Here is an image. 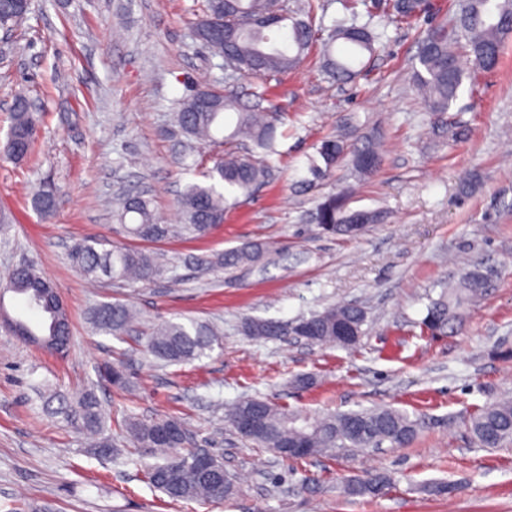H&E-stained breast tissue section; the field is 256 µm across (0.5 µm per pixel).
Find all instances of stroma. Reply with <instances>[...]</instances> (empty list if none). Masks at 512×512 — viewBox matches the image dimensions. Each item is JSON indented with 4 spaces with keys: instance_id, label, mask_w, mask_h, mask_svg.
I'll list each match as a JSON object with an SVG mask.
<instances>
[{
    "instance_id": "1",
    "label": "stroma",
    "mask_w": 512,
    "mask_h": 512,
    "mask_svg": "<svg viewBox=\"0 0 512 512\" xmlns=\"http://www.w3.org/2000/svg\"><path fill=\"white\" fill-rule=\"evenodd\" d=\"M343 3L317 0V42L298 70L238 81L244 93L265 88L263 105L276 114L270 176L232 201L212 234L143 243L170 260L182 279L175 288L164 278L90 284L68 251L81 238L122 241L113 212L130 191L148 192L164 222L177 223L183 187L223 156L224 145L190 146L173 124L192 90L225 86L223 60L192 35L201 0H33L21 24L0 29V147L17 93L40 109L29 155H0V222L8 226L0 278L35 262L71 323L62 355L0 326V512H30L37 502L53 512H512V447H476L469 430L478 408L512 397V39L498 67L479 74L447 114L464 136L439 137L410 75L424 31L448 20L457 0H429L410 25L392 21L382 0L351 13ZM347 16L368 26L378 50L356 79L339 84L325 72L321 43ZM332 136L383 143L379 170L361 177L343 162L311 181L307 160ZM46 177L58 188L49 216L34 209L30 192ZM339 192L386 219L353 239L327 233L318 208ZM246 241L268 244L264 265H184ZM475 265L493 272L487 294L447 332L422 333L430 300ZM115 300L138 313L141 328L182 315L216 324L223 344L193 363L155 362L136 337L92 333L89 310ZM342 303L367 315L350 349L243 328L252 317L292 325ZM118 359L131 390L99 379L98 366ZM300 374L314 385L295 386ZM38 383L71 398L95 389L117 453H92L78 429L45 413ZM255 396L314 416L391 406L422 426L407 446L289 461L225 422V405ZM131 416L181 418L195 447L223 457L233 497L211 505L152 491L143 481L152 456L128 451L122 426ZM371 471L390 476L386 496L345 493L348 476ZM439 481L455 492L431 494Z\"/></svg>"
}]
</instances>
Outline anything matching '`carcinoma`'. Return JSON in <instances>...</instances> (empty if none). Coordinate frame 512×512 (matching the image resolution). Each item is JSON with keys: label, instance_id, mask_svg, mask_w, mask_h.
<instances>
[{"label": "carcinoma", "instance_id": "cac0c4a2", "mask_svg": "<svg viewBox=\"0 0 512 512\" xmlns=\"http://www.w3.org/2000/svg\"><path fill=\"white\" fill-rule=\"evenodd\" d=\"M425 0H391L390 8L396 18L413 20L426 13ZM28 10L19 0H0V25L10 27L27 18ZM193 36L213 55L226 59L233 73L244 78H263L271 73H286L298 68L313 44L310 21L293 14L286 0H202L200 13L192 26ZM512 37V0H466L452 23L430 25L420 40L418 62L412 82L427 103L432 130L447 131L444 116L462 92L464 74L459 55L465 54L472 73L494 69L501 57L505 41ZM376 52L375 39L365 26L344 21L324 43L326 70L337 82H348L357 75L356 65L364 54ZM265 92L255 91L252 98L243 99L232 91L218 92L197 88L179 104L174 114L175 124L186 138L199 145L207 143L233 144L250 142L264 154L275 153L276 119L260 110ZM233 129L225 132L226 118ZM39 118L24 95L15 98L12 124L9 128L5 155L14 161L27 157ZM350 157L352 168L361 176L375 173L381 166L383 154L379 143L366 141L350 147L340 139L328 138L308 158V171L314 179H322L345 158ZM267 174L263 161L255 155L229 149L224 158L207 174L205 182L189 183L178 198L181 219L178 231L184 237H204L223 221L228 203L225 192L249 194ZM32 197L42 214L53 211L55 187L43 182L35 186ZM119 232L125 236L153 242L170 232L151 209L150 199L143 195H126L116 211ZM318 223L334 226L335 233L354 237L368 225L383 220L379 211L353 209L344 195L338 194L323 202L318 211ZM266 248L258 243L244 244L210 256H191L187 263L194 267L232 270L260 262ZM71 263L94 282L139 281L150 283L163 275L167 265L150 254L124 244L106 245L96 238L77 241L69 253ZM49 280L41 276L34 265L24 263L10 271L0 288L25 297L31 309L44 314L43 336H57L62 346L70 340L68 320L52 315L49 306L34 304L36 294L50 288ZM489 288L486 272L479 267L467 271L458 285L445 288L439 298L427 306L422 326L431 332L443 330L458 319L462 308L482 297ZM88 321L97 334L118 340L135 331L137 314L120 302L104 301L91 308ZM365 311L352 304L330 307L318 314L298 320L293 333L311 345L333 343L339 347L354 346L363 334ZM246 332L255 337L281 335L274 320L248 318ZM222 333L210 323L193 318L181 321L165 320L145 334V350L166 365H181L199 360L221 343ZM101 379L119 389L130 387L122 363H105L98 370ZM58 407H52L53 401ZM254 406L260 407L263 418L261 431L246 440L261 448H285L295 442L306 451L298 456L288 452L285 459L298 460L344 448H377L388 442L395 446L411 443L420 430V420L405 411L375 407L309 416L267 399L244 398L227 409L226 422L235 427L237 419ZM43 409L52 415H62L89 438L98 454L112 452V439L106 435L107 417L102 405L90 389L68 401L57 393H48ZM469 428L480 448H505L512 445V398L491 402L472 414ZM126 430L132 444L151 448L162 462L146 466V482L172 501L200 500L221 502L234 492V485L224 484V495L204 479L194 468L185 464L194 450L184 447L189 431L186 424L174 417H131ZM391 487L390 477L372 472L361 478L352 475L345 481V491L351 496L382 497Z\"/></svg>", "mask_w": 512, "mask_h": 512}]
</instances>
